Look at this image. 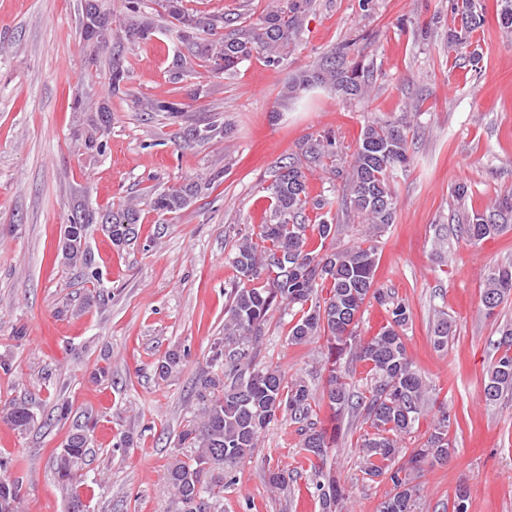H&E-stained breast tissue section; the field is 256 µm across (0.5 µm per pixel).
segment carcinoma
<instances>
[{
    "instance_id": "cac0c4a2",
    "label": "carcinoma",
    "mask_w": 512,
    "mask_h": 512,
    "mask_svg": "<svg viewBox=\"0 0 512 512\" xmlns=\"http://www.w3.org/2000/svg\"><path fill=\"white\" fill-rule=\"evenodd\" d=\"M169 32L180 45L169 70V82L178 84L205 67L215 78L233 75L238 66L254 57L278 69L296 44L312 0H282L257 22L223 32L224 15L204 14L187 6L186 0H159ZM448 9L458 27L448 29V47H469V38L482 26L476 0H449ZM498 23L512 32V0H500ZM158 31L153 13L144 0H125L121 33L129 40L148 41ZM116 38L112 13L103 0L82 6L81 39L88 63L105 67L106 98L89 106L83 93L71 100L75 112H88L87 124L79 128L86 154L105 153L112 129L109 102L127 95L126 66L121 54L112 50ZM109 52L106 60L100 54ZM318 87H329L350 99L370 93L369 71L358 63L349 65L344 54L334 52L316 65L303 69L288 80L281 97L294 100ZM142 111L162 112L168 119L181 120L187 105L168 97H148ZM224 137V123L217 120L186 132L188 140H216ZM336 139L330 135L310 138L301 148V158L278 167L267 187L271 219L240 235L235 244L232 266L236 281L230 290L231 303L224 319V336L216 339L209 356L210 371L199 376L196 397L197 420L180 436V444L191 449L186 458H174L166 470L175 512H220L224 489L233 484L232 470L251 457L260 434L278 416L297 425L302 459L310 463L315 493L321 512H343L344 488L336 470L327 460L336 450L341 422L352 415L367 425L357 446L363 479L388 480L392 489L379 504V512H417V475L422 463L431 458L446 463L455 453L449 437L457 416L438 409L437 418L423 446L404 465H396L403 452L401 442L410 435L419 417L431 405L430 388L407 355L402 332L410 313L405 304L375 287L379 261L376 236L395 222L396 200L392 189L394 172L411 161L405 127L396 123H373L361 132L347 170L330 168L345 180L346 206L369 226L368 238L356 246L332 245L336 225L321 220L308 223L306 211L330 208L333 202L307 191L305 169L325 158L336 157ZM205 189L190 180L177 187L149 195L150 208L165 216L188 207ZM78 221L64 226L62 255L86 284L96 286L102 273L85 247L88 226L99 223L100 212L77 206ZM112 216L106 231L119 247L137 237L140 212L125 205ZM512 226V192L495 198L487 209L474 213L459 224L467 241L478 243ZM512 294V259L496 265L486 275L481 292L485 314L492 316L506 296ZM390 306V321L376 335L364 339L358 334L362 307L368 298ZM288 310V338L304 344L325 338L327 354L322 396L318 397L301 377L285 379L278 367L258 359L259 343L265 335L270 313ZM450 326L441 317L434 329L433 346H448ZM370 366L364 390L356 393L348 382L349 369L342 360ZM512 393V328L501 331L498 355L484 377L483 397L487 403ZM322 400L331 412L334 426L320 425L313 408ZM0 418L20 433L34 426L29 402H14L0 411ZM89 425H76L62 446L53 452L58 483L69 492V503L82 500L78 475L89 453ZM11 461L0 458V512H21V485L9 476ZM270 485L285 493L293 477L278 467L269 471ZM468 487L455 489L452 512H469Z\"/></svg>"
}]
</instances>
